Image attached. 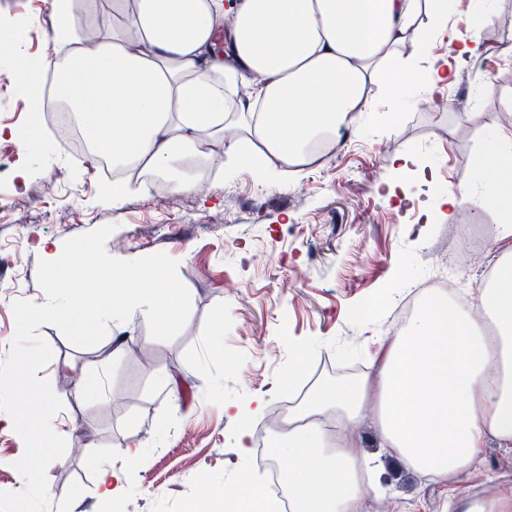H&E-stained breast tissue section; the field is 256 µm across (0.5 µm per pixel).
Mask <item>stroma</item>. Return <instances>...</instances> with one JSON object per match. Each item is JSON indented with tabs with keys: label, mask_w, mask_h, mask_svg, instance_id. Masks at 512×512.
Instances as JSON below:
<instances>
[{
	"label": "stroma",
	"mask_w": 512,
	"mask_h": 512,
	"mask_svg": "<svg viewBox=\"0 0 512 512\" xmlns=\"http://www.w3.org/2000/svg\"><path fill=\"white\" fill-rule=\"evenodd\" d=\"M471 5L457 0L447 35L432 41L427 53L431 60L447 57L455 72L453 112L395 105L374 92L373 105L385 121L339 131L321 167L268 188L255 184L248 170L227 173L196 158L191 165L209 179L206 191H170L159 201L143 183L113 205L97 159L71 152L54 126H44L41 149L22 148L31 108L12 94L15 68L0 70V127L6 131L0 157L10 161L0 173V362L15 333L13 303L46 301L36 280L40 240L59 247L114 225L105 245L110 256L167 253L178 260V276L191 294L189 320L170 342L153 340L137 315L110 323L108 339L93 348L71 345L49 324L38 330L54 351L38 376L64 405L55 425L73 440H87L106 464L126 470L123 512H182L203 489L223 491L246 472L260 479L256 453L238 455L240 423L225 413V403L245 406L266 395L262 414L250 420L257 429L289 397L292 382L307 386L368 372L379 338L389 333L388 297L441 277L436 254L466 253L470 221L480 224L486 246L481 261L460 272V285L470 292L485 281L497 261L495 210L480 208L451 223L435 217L448 188L480 190L476 155L491 128H512V105L501 97L512 89V37L490 27L476 36L485 47L481 54H448L449 42L467 28ZM24 24L33 34L19 56H52L45 0H0V27ZM399 151L427 165V181L393 168ZM114 336L125 338L128 351L104 363L111 403L75 399L70 369H93ZM301 346L307 359L296 372ZM169 371L180 378L171 396L159 383ZM278 378L284 387L270 392ZM130 442L144 453L134 466L121 453ZM23 450L10 417L0 412V491L24 488L14 467ZM96 479L81 450H67L50 466L51 512H102ZM378 483L385 495L367 491L363 512H443V484L397 459L384 458Z\"/></svg>",
	"instance_id": "1"
}]
</instances>
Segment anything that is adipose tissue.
Returning a JSON list of instances; mask_svg holds the SVG:
<instances>
[{
    "label": "adipose tissue",
    "mask_w": 512,
    "mask_h": 512,
    "mask_svg": "<svg viewBox=\"0 0 512 512\" xmlns=\"http://www.w3.org/2000/svg\"><path fill=\"white\" fill-rule=\"evenodd\" d=\"M46 3L55 53L20 60L26 97L41 112L42 76L54 73L93 155L112 166L116 205L144 174L198 191L179 161L206 138L221 144L210 165L286 183L314 162L312 142L364 125L372 89L418 110L450 83L447 61L418 64L448 27V0H112L92 25L74 0ZM476 167L504 216L491 277L470 310L450 290L426 294L371 372L306 390L272 439L290 512H362V477L379 463L348 430L367 413L386 454L448 484L447 512H512L493 481L477 494L455 485L479 473L488 441L512 451V129L495 132Z\"/></svg>",
    "instance_id": "adipose-tissue-1"
}]
</instances>
